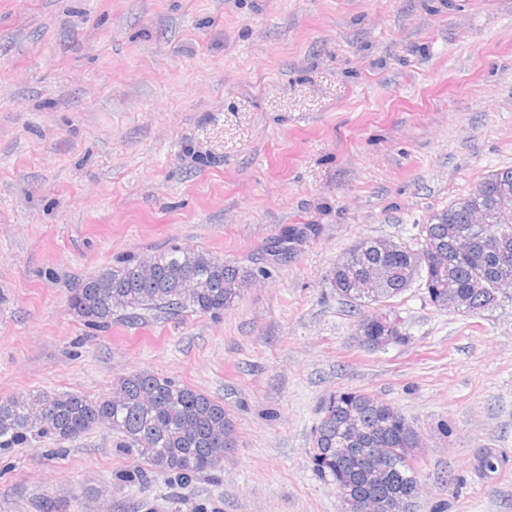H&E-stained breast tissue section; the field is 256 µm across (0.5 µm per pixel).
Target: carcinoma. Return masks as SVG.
Instances as JSON below:
<instances>
[{
  "instance_id": "1",
  "label": "carcinoma",
  "mask_w": 512,
  "mask_h": 512,
  "mask_svg": "<svg viewBox=\"0 0 512 512\" xmlns=\"http://www.w3.org/2000/svg\"><path fill=\"white\" fill-rule=\"evenodd\" d=\"M505 190L512 193V167L487 175L467 196L434 214L421 225L414 246L373 237L356 241L330 270L331 287L360 307L395 299L417 281L433 306L445 308L454 294L458 312L470 316L512 303V292L496 287L499 277H512V223H500L496 211ZM317 233L316 224L294 225L286 237L288 254ZM460 236L477 242L474 256L455 252ZM353 271L368 288L354 287L348 277ZM260 274L205 251L172 246L145 260L125 258L87 277L71 292L70 305L87 325L98 328L129 310L188 309L217 317ZM357 328L363 344L372 348L384 339L405 340L398 319L388 313L365 315ZM318 414L311 461L321 480L356 499L414 502L420 491L415 467L420 436L397 408L365 393L341 391L324 397ZM98 425L118 435V452L147 464L116 474L133 486L161 473L186 490L198 476L220 469L224 454L236 446L235 428L222 404L145 371L117 378L109 393L95 399L46 392L0 399V448L70 440Z\"/></svg>"
}]
</instances>
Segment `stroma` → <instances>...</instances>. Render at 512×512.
I'll use <instances>...</instances> for the list:
<instances>
[{"mask_svg":"<svg viewBox=\"0 0 512 512\" xmlns=\"http://www.w3.org/2000/svg\"><path fill=\"white\" fill-rule=\"evenodd\" d=\"M511 166L512 0H0V398L145 370L236 434L179 506L165 475L116 480L137 461L105 427L0 448V512H340L310 459L339 391L419 432L414 512H512V304L414 286L389 303L404 342L373 349L327 279ZM296 224L319 232L272 263ZM173 246L267 275L217 318L74 314L86 277Z\"/></svg>","mask_w":512,"mask_h":512,"instance_id":"obj_1","label":"stroma"}]
</instances>
